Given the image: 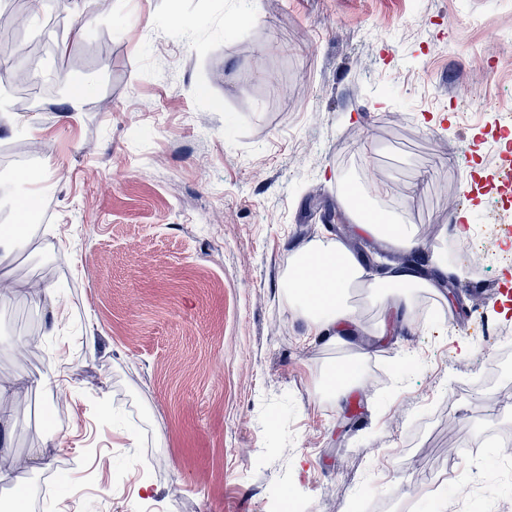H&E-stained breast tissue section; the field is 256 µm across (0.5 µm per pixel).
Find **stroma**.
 <instances>
[{"label":"stroma","instance_id":"35a3bbf8","mask_svg":"<svg viewBox=\"0 0 512 512\" xmlns=\"http://www.w3.org/2000/svg\"><path fill=\"white\" fill-rule=\"evenodd\" d=\"M91 0L43 9L0 0V42L32 59L68 49L44 91L0 78V169L40 157L0 201L49 198L45 230L0 245V379L31 384L0 427V503L34 512H350L393 497L435 512L422 484L448 457L469 483L512 499V450L471 446L512 430V262L473 265L453 216L497 219L481 164L491 139L512 158V0ZM93 93L83 112L68 82ZM489 109L462 112L470 98ZM350 184L414 230L444 286L402 323L371 295L353 308L369 351L361 385L323 399L336 359L306 338L288 300L291 257L338 239L367 258L383 239L321 218ZM51 285L54 302L29 296ZM496 287L487 301L472 286ZM490 336L466 334L471 309ZM288 333L276 335L273 323ZM63 364L65 405L37 381ZM47 447L44 465L10 463Z\"/></svg>","mask_w":512,"mask_h":512}]
</instances>
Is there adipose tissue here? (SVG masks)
<instances>
[{
    "mask_svg": "<svg viewBox=\"0 0 512 512\" xmlns=\"http://www.w3.org/2000/svg\"><path fill=\"white\" fill-rule=\"evenodd\" d=\"M297 271L289 282V300L301 312L307 336L332 348L348 344L351 310L345 296L351 285L367 281L364 266L337 242L317 239L295 259Z\"/></svg>",
    "mask_w": 512,
    "mask_h": 512,
    "instance_id": "1",
    "label": "adipose tissue"
}]
</instances>
